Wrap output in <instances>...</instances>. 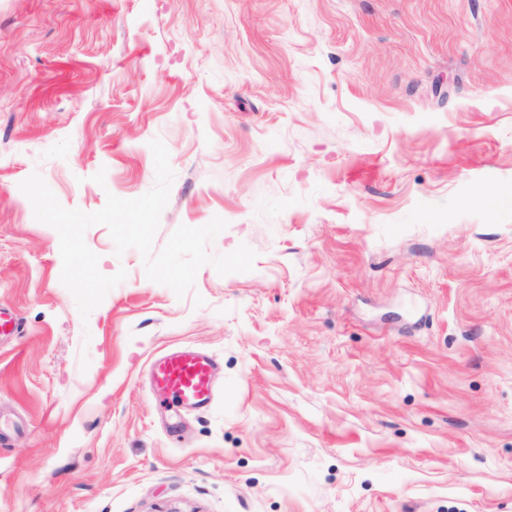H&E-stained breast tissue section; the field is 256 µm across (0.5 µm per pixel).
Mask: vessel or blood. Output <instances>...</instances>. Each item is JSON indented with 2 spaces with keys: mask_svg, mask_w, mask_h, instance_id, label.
<instances>
[{
  "mask_svg": "<svg viewBox=\"0 0 512 512\" xmlns=\"http://www.w3.org/2000/svg\"><path fill=\"white\" fill-rule=\"evenodd\" d=\"M150 377L154 387L180 406L206 409L213 396L214 362L191 348L168 351L152 360Z\"/></svg>",
  "mask_w": 512,
  "mask_h": 512,
  "instance_id": "1",
  "label": "vessel or blood"
}]
</instances>
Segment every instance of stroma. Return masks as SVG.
Listing matches in <instances>:
<instances>
[{
	"label": "stroma",
	"mask_w": 512,
	"mask_h": 512,
	"mask_svg": "<svg viewBox=\"0 0 512 512\" xmlns=\"http://www.w3.org/2000/svg\"><path fill=\"white\" fill-rule=\"evenodd\" d=\"M156 138L155 248L253 269L180 299L94 225L81 317L19 185L142 196ZM0 311V512H512V0H0ZM154 387L182 407L206 409L213 396L214 362L191 348L168 351L152 360L149 367Z\"/></svg>",
	"instance_id": "35a3bbf8"
}]
</instances>
